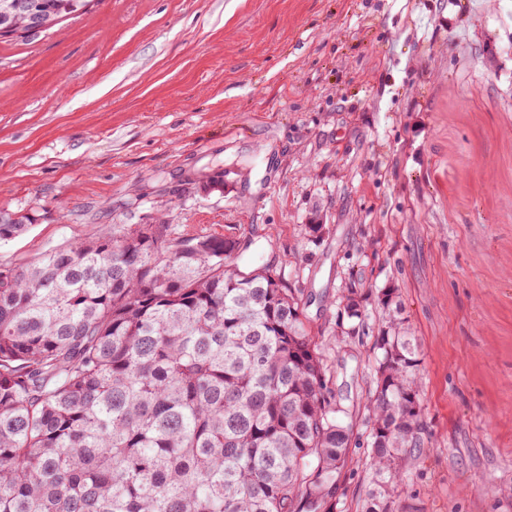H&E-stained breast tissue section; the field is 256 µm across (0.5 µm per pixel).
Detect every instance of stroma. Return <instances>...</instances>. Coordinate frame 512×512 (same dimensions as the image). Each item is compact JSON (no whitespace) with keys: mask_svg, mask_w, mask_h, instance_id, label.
I'll return each instance as SVG.
<instances>
[{"mask_svg":"<svg viewBox=\"0 0 512 512\" xmlns=\"http://www.w3.org/2000/svg\"><path fill=\"white\" fill-rule=\"evenodd\" d=\"M219 169L223 191L203 192ZM163 206L303 299L355 420L336 512H365L377 479L366 405L385 288L418 346L424 419L394 512H512L503 0H96L0 39V209L38 217L0 264Z\"/></svg>","mask_w":512,"mask_h":512,"instance_id":"1","label":"stroma"}]
</instances>
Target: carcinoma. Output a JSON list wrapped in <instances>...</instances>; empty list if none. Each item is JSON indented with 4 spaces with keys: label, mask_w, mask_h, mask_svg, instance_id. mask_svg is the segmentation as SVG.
Segmentation results:
<instances>
[{
    "label": "carcinoma",
    "mask_w": 512,
    "mask_h": 512,
    "mask_svg": "<svg viewBox=\"0 0 512 512\" xmlns=\"http://www.w3.org/2000/svg\"><path fill=\"white\" fill-rule=\"evenodd\" d=\"M34 223L1 210L0 242ZM238 255L161 213L0 264V512H336L353 423L301 299ZM377 345L367 512H390L420 445L418 347L393 322Z\"/></svg>",
    "instance_id": "obj_1"
}]
</instances>
